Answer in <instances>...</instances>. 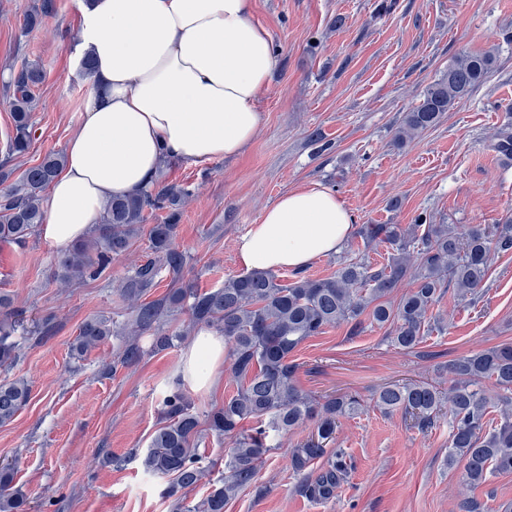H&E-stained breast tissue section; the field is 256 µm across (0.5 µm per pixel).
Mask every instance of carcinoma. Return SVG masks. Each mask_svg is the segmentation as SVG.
<instances>
[{
	"label": "carcinoma",
	"instance_id": "1",
	"mask_svg": "<svg viewBox=\"0 0 512 512\" xmlns=\"http://www.w3.org/2000/svg\"><path fill=\"white\" fill-rule=\"evenodd\" d=\"M491 52L462 53L448 70L426 90L422 102L405 113L395 133L403 145L416 133L436 125L454 103L482 86L497 68ZM43 80V68L27 61L15 70L9 82L14 128L9 153L22 154L31 140L30 115L34 90ZM494 149L512 164V121L494 137ZM65 156L51 153L25 170L19 182L0 198V241L24 242L43 222L40 192L64 166ZM191 191L168 184L149 187L135 195L116 197L104 207L91 235L59 253L54 276L63 283L94 277L125 254L131 241L148 232L151 257L125 277L120 296L134 313L122 326L102 316L80 327L72 351L83 355L98 348L109 336L124 337L116 363L135 364L143 350L139 338L154 332L152 349L168 350L197 327L207 326L224 336L231 362L235 391L224 405L212 411L202 427L190 396L183 390L167 395L160 423L151 436L143 463L146 470L172 481L167 489L177 512H224L225 504L251 486L259 464L274 448L283 447L272 438L300 426L311 425L315 435L288 450L290 466L302 476L301 486L310 498L332 497L345 472L344 453L326 445L336 439L340 419L362 409L355 395L329 396L320 401L296 384L297 365L291 354L306 340L327 327L344 323L352 331L362 328L361 317L379 326L391 327L390 343L411 351L424 339L429 311L446 287H453L461 300L474 299L484 286L493 260L512 254V218L501 224H428L423 216L407 228L400 224H365L359 234L365 246L384 244L396 252L388 264L375 267L363 258L340 261L326 278L296 277L285 283L269 272H251L224 279V285L200 292L178 286L183 280L187 255L176 244L179 221ZM165 212L161 223L145 227L147 213ZM166 273L173 287L160 299L143 297L158 286ZM411 289L398 302L389 301L403 282ZM11 302L0 296V364L15 358L11 341L15 324ZM188 309V322L167 330L161 319L168 313ZM448 390L408 383L390 385L375 393V407L383 414L396 412L415 417L426 431L448 412V467H462L463 484L477 487L495 474L512 473V344L505 343L462 356L448 363ZM31 388L23 379L0 383V426L9 424L28 403ZM500 409L497 424L488 418ZM256 426L243 429V422ZM226 438L232 448L224 460V478L196 504H184L182 492L197 487L207 477L199 465V449L208 436ZM326 459V467L312 475L311 464ZM28 498L14 484V470L0 467V512H27Z\"/></svg>",
	"mask_w": 512,
	"mask_h": 512
}]
</instances>
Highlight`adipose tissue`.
Instances as JSON below:
<instances>
[{"label": "adipose tissue", "mask_w": 512, "mask_h": 512, "mask_svg": "<svg viewBox=\"0 0 512 512\" xmlns=\"http://www.w3.org/2000/svg\"><path fill=\"white\" fill-rule=\"evenodd\" d=\"M80 46L94 70L84 118L43 205L41 234L55 248L84 238L109 199L134 194L164 161L232 158L257 136L260 98L278 64L253 0H85ZM352 216L328 188L282 194L236 243L245 271L302 269L336 253ZM224 338L201 332L182 377L218 389Z\"/></svg>", "instance_id": "obj_1"}]
</instances>
